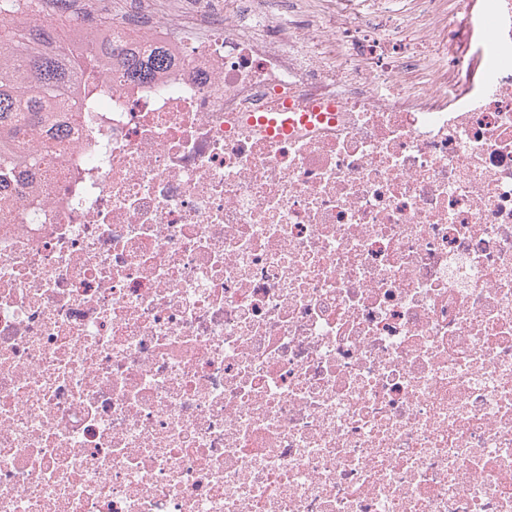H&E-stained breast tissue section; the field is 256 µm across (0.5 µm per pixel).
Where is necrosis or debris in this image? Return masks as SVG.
I'll return each mask as SVG.
<instances>
[{"label": "necrosis or debris", "mask_w": 512, "mask_h": 512, "mask_svg": "<svg viewBox=\"0 0 512 512\" xmlns=\"http://www.w3.org/2000/svg\"><path fill=\"white\" fill-rule=\"evenodd\" d=\"M478 7L486 68L361 16L328 55L276 0L115 17L166 74L85 73L0 204V512H512V0ZM277 113L278 116L267 118L260 117L258 119L260 125L265 129L267 134L273 135L276 138H282L288 135H292L299 128V125L304 127L312 126V121H310V117L312 116L311 112H301V115L297 117L290 116V113L296 114L299 112H272ZM312 117L317 120H326L330 121L336 120V112H317Z\"/></svg>", "instance_id": "obj_1"}]
</instances>
